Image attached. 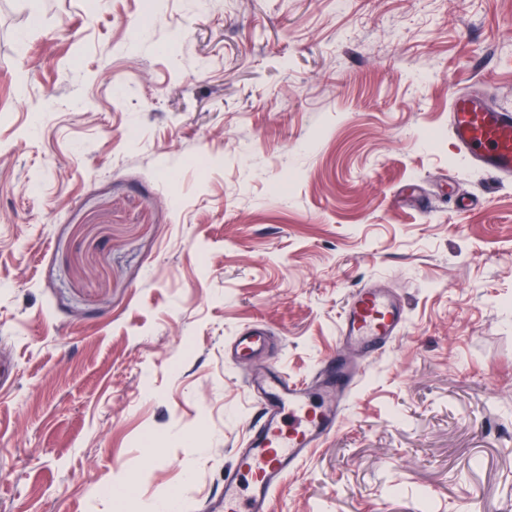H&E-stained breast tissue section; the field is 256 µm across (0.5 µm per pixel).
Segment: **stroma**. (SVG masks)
Returning a JSON list of instances; mask_svg holds the SVG:
<instances>
[{"instance_id": "obj_1", "label": "stroma", "mask_w": 512, "mask_h": 512, "mask_svg": "<svg viewBox=\"0 0 512 512\" xmlns=\"http://www.w3.org/2000/svg\"><path fill=\"white\" fill-rule=\"evenodd\" d=\"M8 2L0 512H203L247 376L310 380L376 279L405 331L270 512H512V182L448 128L512 108V0ZM267 333L261 326H251L240 330L230 340L232 358L248 360L262 353L267 344Z\"/></svg>"}]
</instances>
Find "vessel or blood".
<instances>
[{
  "label": "vessel or blood",
  "instance_id": "obj_1",
  "mask_svg": "<svg viewBox=\"0 0 512 512\" xmlns=\"http://www.w3.org/2000/svg\"><path fill=\"white\" fill-rule=\"evenodd\" d=\"M448 126L458 150L475 168L502 182L512 180V111L491 108L481 96L463 93L452 102ZM406 322L405 308L392 292L375 281L365 284L347 300L335 356L316 373L321 402H312L303 383L277 368L247 378L257 410L234 466L224 476L221 512H269L273 494L289 474L340 425L359 377L357 357L369 358L392 346ZM266 344V331L254 325L233 336L229 346L233 359L248 360Z\"/></svg>",
  "mask_w": 512,
  "mask_h": 512
}]
</instances>
